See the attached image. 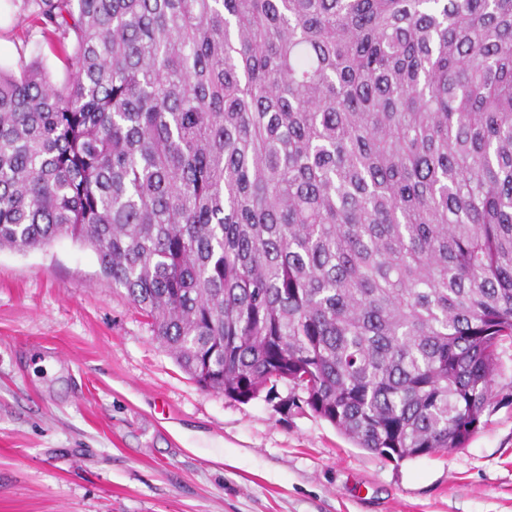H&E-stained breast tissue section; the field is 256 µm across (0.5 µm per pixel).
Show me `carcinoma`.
<instances>
[{
    "instance_id": "carcinoma-1",
    "label": "carcinoma",
    "mask_w": 512,
    "mask_h": 512,
    "mask_svg": "<svg viewBox=\"0 0 512 512\" xmlns=\"http://www.w3.org/2000/svg\"><path fill=\"white\" fill-rule=\"evenodd\" d=\"M0 248L63 236L203 388L462 448L512 340V0H30Z\"/></svg>"
}]
</instances>
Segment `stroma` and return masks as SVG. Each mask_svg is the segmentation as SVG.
<instances>
[{"label":"stroma","instance_id":"stroma-1","mask_svg":"<svg viewBox=\"0 0 512 512\" xmlns=\"http://www.w3.org/2000/svg\"><path fill=\"white\" fill-rule=\"evenodd\" d=\"M61 54L0 0V68ZM285 381L201 389L68 237L0 250V512H512V341L465 447L395 462L357 447Z\"/></svg>","mask_w":512,"mask_h":512}]
</instances>
